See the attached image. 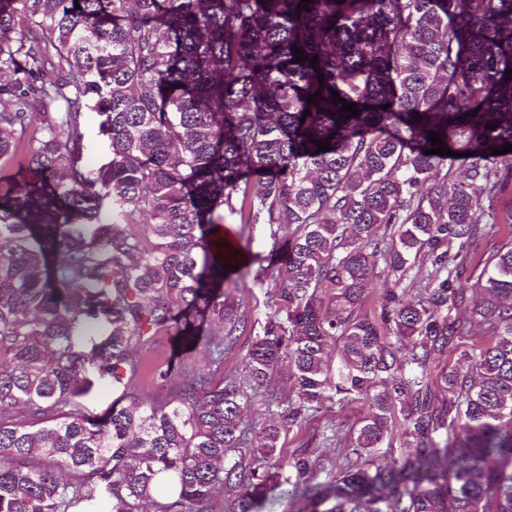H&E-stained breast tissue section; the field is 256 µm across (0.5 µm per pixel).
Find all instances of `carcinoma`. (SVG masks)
I'll return each instance as SVG.
<instances>
[{
    "mask_svg": "<svg viewBox=\"0 0 512 512\" xmlns=\"http://www.w3.org/2000/svg\"><path fill=\"white\" fill-rule=\"evenodd\" d=\"M509 69L512 0H0V163L31 174L0 195V512H82L98 481L112 512H512V224L472 250L512 177L492 154ZM86 110L108 149L92 170ZM226 213L286 244L228 374ZM158 336L208 367L158 365L144 397L132 351ZM90 364L120 392L100 419ZM284 367L251 448L252 393ZM328 402L366 412L310 485L311 455L273 460ZM397 426L399 465L380 460Z\"/></svg>",
    "mask_w": 512,
    "mask_h": 512,
    "instance_id": "obj_1",
    "label": "carcinoma"
}]
</instances>
